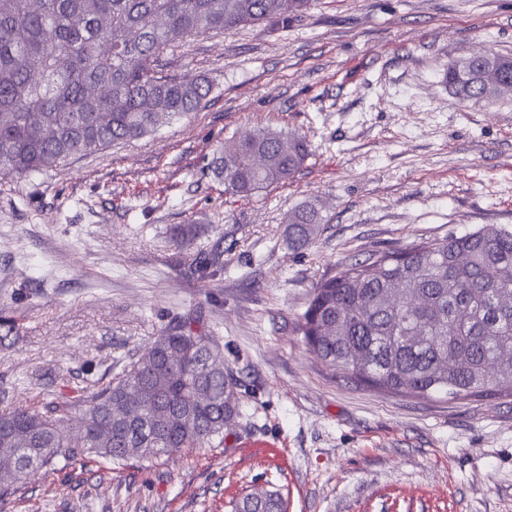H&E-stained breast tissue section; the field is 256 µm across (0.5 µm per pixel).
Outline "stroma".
Instances as JSON below:
<instances>
[{
  "label": "stroma",
  "mask_w": 512,
  "mask_h": 512,
  "mask_svg": "<svg viewBox=\"0 0 512 512\" xmlns=\"http://www.w3.org/2000/svg\"><path fill=\"white\" fill-rule=\"evenodd\" d=\"M512 53V0H315L287 29L186 40L168 58L213 79L207 106L157 135L0 180V346L8 408L79 403L175 317L221 336L240 416L219 446L19 482L0 512H230L281 490L287 512H512V396L422 399L329 368L296 331L316 283L377 250L512 225V90L458 102L441 72ZM307 134L295 179L245 200L208 166L256 123ZM328 222L292 253L282 218ZM189 251L169 242L182 225ZM224 252L196 281L194 254Z\"/></svg>",
  "instance_id": "obj_1"
}]
</instances>
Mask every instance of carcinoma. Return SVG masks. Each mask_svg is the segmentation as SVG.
Returning <instances> with one entry per match:
<instances>
[{
  "label": "carcinoma",
  "mask_w": 512,
  "mask_h": 512,
  "mask_svg": "<svg viewBox=\"0 0 512 512\" xmlns=\"http://www.w3.org/2000/svg\"><path fill=\"white\" fill-rule=\"evenodd\" d=\"M312 0H0V177L31 176L77 155L158 132L206 105L204 76L170 70L187 39L288 22ZM443 81L460 102L512 88V54L451 60ZM312 155L306 136L253 127L213 157L224 193L251 199L286 184ZM288 249L314 244L322 207L285 215ZM222 251L194 258L201 279ZM174 318L106 383L68 402L0 413V500L18 482L94 456L121 464L224 439L237 382L220 338ZM297 332L329 367L379 391L432 399L512 394V226L376 252L321 279ZM279 491L247 493L231 512H286Z\"/></svg>",
  "instance_id": "1"
}]
</instances>
